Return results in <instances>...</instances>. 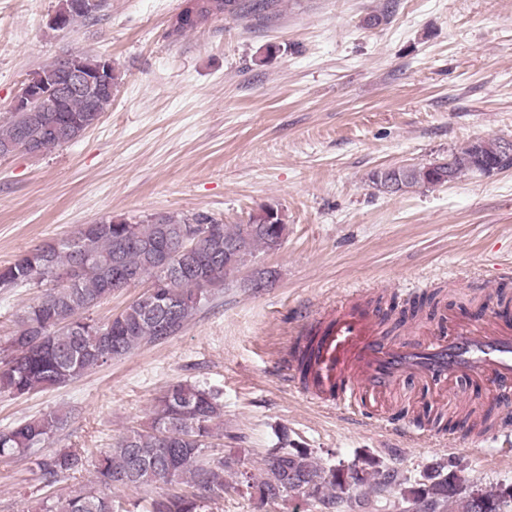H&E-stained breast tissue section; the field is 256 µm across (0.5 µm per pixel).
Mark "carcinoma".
Here are the masks:
<instances>
[{"label":"carcinoma","instance_id":"cac0c4a2","mask_svg":"<svg viewBox=\"0 0 512 512\" xmlns=\"http://www.w3.org/2000/svg\"><path fill=\"white\" fill-rule=\"evenodd\" d=\"M274 0H224L241 18L269 10ZM64 27L96 18L95 12L73 11L61 0ZM112 105V96L98 98L95 110L82 94L65 102L67 115L84 123L69 135H54L46 126L57 122L54 112H11L0 125V151L9 155L31 147L47 154L75 140ZM484 161L512 167V155L500 139L482 141ZM444 175L421 166L401 175L399 190L436 186ZM258 225H226L206 214L190 219L167 216L144 224L105 221L83 224L60 242H44L0 265V288L50 285L40 300L25 312L17 330L3 347L0 393L25 395L65 386L87 371L126 356L147 343L179 333L205 306L212 291L226 285L229 276L258 250L282 245L287 225L270 213L255 218ZM195 224H208L210 236L194 239ZM152 283L150 301L137 299L105 323L91 317L92 308L111 295L115 264ZM223 417L218 393L199 384L178 382L158 398L149 421L119 436L112 448L92 451L60 449L37 459L44 487L86 467L93 468V486L63 501L46 495L40 512H114L112 497L96 485L146 489L158 484L190 487L148 501L145 512H207L209 503L224 494V473L239 467L250 495L260 502L280 504L307 490V496L326 508L342 502L335 490L348 482H366V469L353 465L347 472L318 467L305 448H275L263 459L264 476L257 480L234 455L210 452L214 426ZM66 422L51 411L15 426L0 429V457L33 456ZM439 465L408 492L409 502H423L429 512H448L459 502L462 512H507L512 486L495 490H469L458 475Z\"/></svg>","mask_w":512,"mask_h":512}]
</instances>
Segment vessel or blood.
<instances>
[{"instance_id": "obj_1", "label": "vessel or blood", "mask_w": 512, "mask_h": 512, "mask_svg": "<svg viewBox=\"0 0 512 512\" xmlns=\"http://www.w3.org/2000/svg\"><path fill=\"white\" fill-rule=\"evenodd\" d=\"M309 324L314 338L290 343L286 371L295 373L308 349L307 376L296 390L317 406L383 407L410 380L445 392L483 383L496 404L512 403V323L496 316H447L418 341L395 343L382 336L375 307L356 290L332 311L310 315Z\"/></svg>"}]
</instances>
